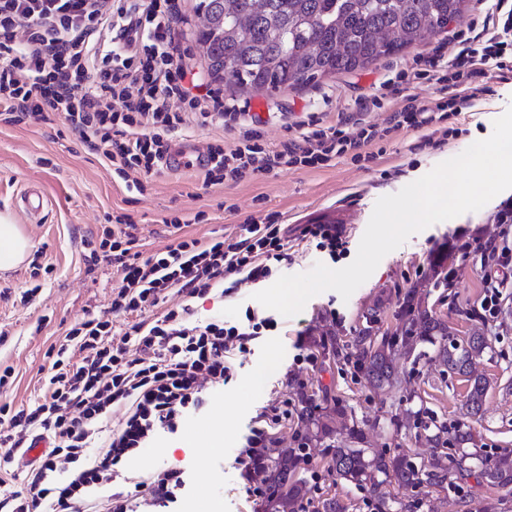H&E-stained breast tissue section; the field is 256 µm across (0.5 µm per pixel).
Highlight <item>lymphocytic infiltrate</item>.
<instances>
[{
    "instance_id": "1",
    "label": "lymphocytic infiltrate",
    "mask_w": 512,
    "mask_h": 512,
    "mask_svg": "<svg viewBox=\"0 0 512 512\" xmlns=\"http://www.w3.org/2000/svg\"><path fill=\"white\" fill-rule=\"evenodd\" d=\"M481 17L448 37L447 48L423 57L415 79L435 94L415 95L385 123L367 118L384 108L374 96L327 123L317 115L296 123L293 138L274 146L258 127L235 149L209 145L197 168L203 186L336 159L375 160V146L399 131L421 132L432 143L439 122L479 104L497 73L512 79V0H478ZM181 17L175 0H0V113L59 114L121 179L168 167L175 134L189 125L235 120L223 102L191 95L195 73L174 61ZM176 235L150 254L139 249L131 225L117 222L99 242L103 261L122 276L109 313L72 326L51 356L40 393L29 407L0 405V445L49 444L20 489L0 474V512H134L136 504L167 507L185 481L178 469L154 470L131 489L113 490L115 468L162 431L175 430L198 409L206 387L229 382L238 354L275 323L255 312L240 322L212 315L194 319L193 302L235 294L242 281L260 283L288 257V227L276 214L247 218L234 238ZM512 233L475 241L482 255V310L496 317L512 286ZM182 304L167 307L169 297ZM127 317L124 331L112 318Z\"/></svg>"
}]
</instances>
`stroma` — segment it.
Returning <instances> with one entry per match:
<instances>
[{"mask_svg": "<svg viewBox=\"0 0 512 512\" xmlns=\"http://www.w3.org/2000/svg\"><path fill=\"white\" fill-rule=\"evenodd\" d=\"M183 22L176 31L181 64L200 73L226 104L258 118L268 143L280 145L289 136L288 125L306 112H351L358 102L375 93L396 68L411 64L447 40L439 33L379 58L363 69L325 77L303 87L274 93L248 94L226 91L213 80L196 43L200 18L197 0H177ZM512 105V81L497 86L491 99L449 119L460 131L438 147H419L415 131L404 130L385 143L384 151L369 166L349 159L335 165L247 178L237 183L203 186L191 172L178 169L144 178L143 189L119 178L112 165L87 150L54 113L8 123L0 120V213L9 214L30 238L33 247L26 260L12 271L0 272V368L12 367L15 381L0 389V404H33L39 393L40 369L51 349L59 347L68 329L86 315L107 311L112 292L120 288L115 267L91 256V242L116 217L136 224L144 252L166 245L173 218L189 219L187 234L196 237L235 236L247 217L279 213L292 237L284 274L309 271L315 263L344 267L351 263L373 213L376 201L398 192L475 141L487 138L493 122ZM43 192L47 203L28 215L21 202L24 189ZM512 200V189L501 192L482 209L433 224L412 235L387 254L370 278L342 300L332 290L311 298L303 311L291 318L278 317L277 329L267 331L239 354L232 379L223 390L206 394L199 411L188 415L176 432L159 435L141 448L135 460L119 466V480L129 486L154 468L183 469L184 495L172 512H265V501L248 497L255 479L238 465L246 439L263 411L285 405L298 411L302 400L326 407L340 399L360 423L368 447L412 449L429 456L426 440L414 430L394 431L391 415L412 408L423 422L452 423L465 410L469 384L465 377L443 370L428 357H399V387L373 393L360 383L352 366L329 362L322 353L324 338L352 342L365 313L377 308L379 333L393 332L397 313L410 291H417L437 315L448 319L457 336H466L479 320L482 295L478 273L480 258L474 240L500 231L497 213L501 201ZM341 225L349 250L338 260L302 240L304 225L317 221ZM466 260L453 271L449 286H434L432 262L443 246ZM53 265L41 291L31 303L21 296L34 280L36 266ZM486 328L492 348L474 369L484 374L490 388L475 432L482 454L512 451V298L503 302ZM310 469L316 477L304 502V512H316L319 500L336 498L346 512H374L364 490L333 481L319 446H311Z\"/></svg>", "mask_w": 512, "mask_h": 512, "instance_id": "35a3bbf8", "label": "stroma"}]
</instances>
